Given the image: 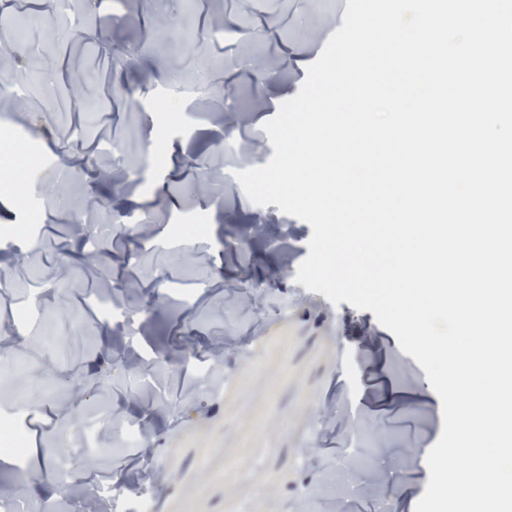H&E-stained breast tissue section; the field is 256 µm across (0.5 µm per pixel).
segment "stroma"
Returning a JSON list of instances; mask_svg holds the SVG:
<instances>
[{
	"instance_id": "stroma-1",
	"label": "stroma",
	"mask_w": 512,
	"mask_h": 512,
	"mask_svg": "<svg viewBox=\"0 0 512 512\" xmlns=\"http://www.w3.org/2000/svg\"><path fill=\"white\" fill-rule=\"evenodd\" d=\"M45 2L0 0V51L26 47L5 72L25 109L0 97V193L16 197L0 211V415L37 451L0 453V486L23 512H113L66 496L51 462L67 457L89 487L165 472L154 512H226L254 487L252 512H414L442 430L425 371L373 312L296 283L308 223L240 189L199 194L214 163L231 176L274 153L250 113L278 108L239 37L270 54L342 0ZM227 16L237 39L211 40ZM129 139L141 154H122ZM105 140L125 171L110 190L94 178ZM20 157L56 172L60 194L14 181ZM178 253L189 259L172 265ZM330 406L355 441L319 426ZM104 413L146 432H102ZM379 429L414 448L407 467L381 452ZM95 439L102 452L84 459ZM299 448L312 451L304 471Z\"/></svg>"
}]
</instances>
